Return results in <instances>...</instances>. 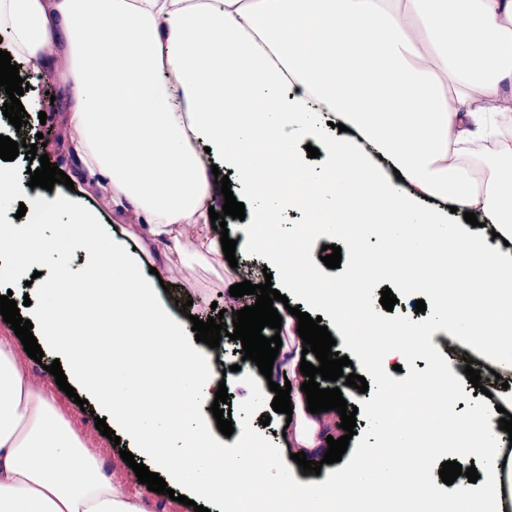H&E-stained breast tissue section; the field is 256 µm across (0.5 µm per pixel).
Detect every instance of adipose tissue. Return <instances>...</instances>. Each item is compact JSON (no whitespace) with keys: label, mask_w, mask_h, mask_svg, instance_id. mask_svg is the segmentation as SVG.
Wrapping results in <instances>:
<instances>
[{"label":"adipose tissue","mask_w":512,"mask_h":512,"mask_svg":"<svg viewBox=\"0 0 512 512\" xmlns=\"http://www.w3.org/2000/svg\"><path fill=\"white\" fill-rule=\"evenodd\" d=\"M2 30L14 63L65 87L69 151L100 201L0 172V213L18 199L29 209L0 233V282H29V318L42 344L66 357L71 383L89 390L141 457L190 487L197 504L247 512L209 476L224 448L210 417V357L191 322L158 297L156 275L104 207L133 210L142 233L170 241L178 261L220 259L209 217L224 200L215 171L249 181L266 165L259 143L298 168L302 147L313 144L325 167L349 172L317 183L313 205L356 219L392 252L431 244L438 274L426 285L432 320L381 322L385 358L360 362L357 374L392 380L393 363L435 324L467 335L481 315L478 298L512 307V182L504 180L512 147L491 160L472 150L512 126V108L501 103L512 82V0H0ZM338 122L351 137L337 140ZM247 189L249 224L272 223L284 198L250 181ZM450 205L473 212L477 225L449 223ZM56 224L69 230L66 246L49 233ZM450 274L467 294L445 295ZM88 310L101 332L160 341L163 381L150 406L138 402V373L120 367L106 382L93 370L90 347L74 337ZM499 419L489 405L434 424L436 442L474 433L469 454L482 463L477 482L456 479L447 512H512V461L502 451L511 436ZM188 430L195 453L168 469L173 439ZM282 470L289 493L324 512L332 480H300L287 463ZM341 471L361 499L387 494L399 512H435L432 483L403 469L367 462ZM0 512H146L102 473L2 342Z\"/></svg>","instance_id":"adipose-tissue-1"}]
</instances>
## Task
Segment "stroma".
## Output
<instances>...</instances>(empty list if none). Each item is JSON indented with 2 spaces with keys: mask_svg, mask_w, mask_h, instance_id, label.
I'll list each match as a JSON object with an SVG mask.
<instances>
[{
  "mask_svg": "<svg viewBox=\"0 0 512 512\" xmlns=\"http://www.w3.org/2000/svg\"><path fill=\"white\" fill-rule=\"evenodd\" d=\"M30 93L42 96L54 95V102L48 105V118L40 131L45 143V154L51 164L63 170H70L73 160L69 153V136L60 121L64 110L65 91L61 84L53 80H30ZM168 248L167 242L155 241L145 245L149 260L158 268L164 283L169 284V292L163 293L162 298L167 303H188L191 315L206 319L212 317L214 309L232 307L243 309L252 305V298L231 297L230 286L243 282V265L267 266L265 258L256 255H239V268H231L227 264L213 262L189 261L186 265L166 264L164 254ZM0 338L9 340L16 351V362L20 370L37 385L50 387L57 406L64 413L70 428L80 436L85 450L93 455L102 472L111 477L114 485L122 489L128 496H144L148 512H193L192 507L173 501L169 496L149 491L146 485L140 484L130 467L123 462L119 449L107 437L101 435L95 427L93 414L81 411L62 390L57 389L55 378L47 370L48 364L54 360L52 354H44L41 361H34L24 350L20 339L15 335L9 324L0 321ZM238 345L230 338H222L219 349L214 350V362L223 363L228 372L225 376L231 402V420L249 421L256 436L250 445H241L236 437L230 436L224 440L223 453L214 457L211 472L215 479H223L225 461L238 454H248L251 458L249 469L238 472L240 486L252 504L253 512H310L311 505L300 502L288 495L286 482L274 479L277 459L271 451L280 447L278 436L284 414L274 412L271 403L275 397L269 389L270 383H284L288 376L286 367L290 359L287 348H280L274 361V378L266 380L260 372H253L251 382L244 383L238 373L232 372L233 364L238 363ZM269 417V425H262V417ZM327 475L336 479L334 498L331 503L332 512H396L394 500L381 497L374 500H363L351 495L343 481L338 480L335 465L325 467Z\"/></svg>",
  "mask_w": 512,
  "mask_h": 512,
  "instance_id": "obj_1",
  "label": "stroma"
}]
</instances>
